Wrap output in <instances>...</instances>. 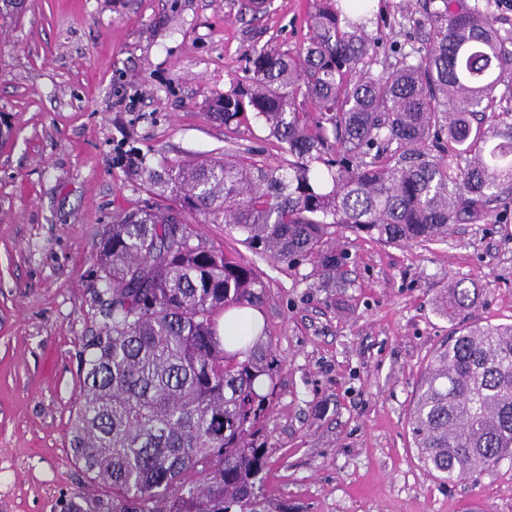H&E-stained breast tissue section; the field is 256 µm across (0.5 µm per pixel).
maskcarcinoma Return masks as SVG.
<instances>
[{
  "label": "carcinoma",
  "instance_id": "1",
  "mask_svg": "<svg viewBox=\"0 0 512 512\" xmlns=\"http://www.w3.org/2000/svg\"><path fill=\"white\" fill-rule=\"evenodd\" d=\"M496 0H420L428 32L393 46L364 18L370 0H311L307 45L266 47L212 97L227 128L255 122L288 160H181L146 180L170 205L146 203L105 225L95 261L103 322L82 340V394L68 443L89 481L61 512H268L261 422L277 385L260 344L218 320L259 307L255 267L192 243L195 213L259 254L309 261L318 288L350 260L346 234L433 242L512 202V27ZM479 293L456 282L450 316ZM409 426L448 482L512 463V324H474L439 347Z\"/></svg>",
  "mask_w": 512,
  "mask_h": 512
}]
</instances>
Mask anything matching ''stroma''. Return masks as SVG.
I'll use <instances>...</instances> for the list:
<instances>
[{
    "mask_svg": "<svg viewBox=\"0 0 512 512\" xmlns=\"http://www.w3.org/2000/svg\"><path fill=\"white\" fill-rule=\"evenodd\" d=\"M27 0L0 20V512H59L86 478L67 446L79 350L96 324V244L149 197L143 163L275 154L261 126L230 130L213 95L248 56L308 37V0ZM379 48L418 44L417 0H372ZM194 242L260 273L263 344L282 365L264 422L271 512H512V464L455 484L423 463L408 426L434 350L473 323H512V206L431 243L348 236L344 286L310 263L253 252L190 216ZM480 289L448 318V284Z\"/></svg>",
    "mask_w": 512,
    "mask_h": 512,
    "instance_id": "1",
    "label": "stroma"
}]
</instances>
